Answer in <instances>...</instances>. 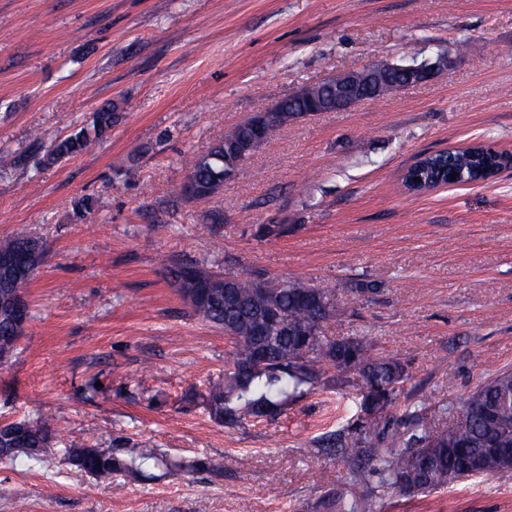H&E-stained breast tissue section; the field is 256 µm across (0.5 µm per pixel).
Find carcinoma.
<instances>
[{
	"instance_id": "carcinoma-1",
	"label": "carcinoma",
	"mask_w": 512,
	"mask_h": 512,
	"mask_svg": "<svg viewBox=\"0 0 512 512\" xmlns=\"http://www.w3.org/2000/svg\"><path fill=\"white\" fill-rule=\"evenodd\" d=\"M407 82L404 75L388 76L378 88L359 79L362 97L374 99L390 88ZM329 93V82L303 87V94L291 95L278 102L281 111L274 114L267 137L288 122L299 118L312 99ZM116 122L114 106L108 105L94 113L92 123L56 142L46 162L56 163L82 153L100 139ZM252 135L242 122L216 140L203 154L190 160L187 182L193 190L181 188L182 199L206 201L224 188V172H244L250 155L241 152V144ZM486 159L483 149L448 154V165L464 173L480 166ZM288 224H261L257 238H281L290 232ZM37 239L17 234L0 240V254H26L36 246ZM171 285L186 280L191 272L209 273L198 265L175 262L167 268ZM39 272L33 263L21 276L0 272V351L16 346L19 337L10 326L9 307L12 295L26 289ZM194 315L212 327L224 331L234 344L230 364L224 376L212 382L201 394L202 404L210 418L226 428L237 427L243 419L274 417L283 412L295 398L316 388H333L346 382L356 386L361 396L364 416L350 433L338 430L319 443L323 451L344 463L363 454L370 462V472L379 478L380 488L401 495L439 490L458 480L504 471L499 457L489 453L486 443L493 428L484 420L483 408L492 401L499 405L503 423L512 428V370H503L475 387L450 412L456 423L440 425L419 412L411 413L399 424L385 420L390 409L410 381L401 359L373 353L370 341L363 336L330 338L329 322L336 317V297L332 290L320 288L299 278L275 280V287L266 293L256 277L237 275L213 288L208 297L191 305ZM277 315L283 326L269 324ZM265 354L264 363L253 362L255 351ZM50 415L0 427V448L11 447L10 428L18 425L26 438V447L17 448L10 457L23 455L30 460H43L55 453L54 422ZM64 456L79 471L106 482L118 474H140L147 469L167 465L158 448H136L120 456L110 448H66ZM195 467L217 477L224 475L220 457H205ZM333 512H370V499L341 491L328 503Z\"/></svg>"
}]
</instances>
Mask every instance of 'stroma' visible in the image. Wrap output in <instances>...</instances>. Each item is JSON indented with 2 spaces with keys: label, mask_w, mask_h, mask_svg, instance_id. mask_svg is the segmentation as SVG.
I'll use <instances>...</instances> for the list:
<instances>
[{
  "label": "stroma",
  "mask_w": 512,
  "mask_h": 512,
  "mask_svg": "<svg viewBox=\"0 0 512 512\" xmlns=\"http://www.w3.org/2000/svg\"><path fill=\"white\" fill-rule=\"evenodd\" d=\"M441 53L450 66L432 80L288 124L221 194L180 200L187 158L254 113ZM107 103L120 116L105 137L46 163ZM473 143L512 153V0H0V238L47 248L0 366V424L57 414L61 449L0 460V512H328L347 466L318 442L357 423L356 388L215 423L198 396L232 344L171 286L173 259L333 289L329 335L368 337L407 367L394 424L441 418L512 369V165L460 188L401 181L420 154ZM262 224L294 230L262 241ZM145 445L180 470L101 483L62 455ZM203 456L223 457V477L187 471ZM355 491L374 512H512V471L415 496L373 478Z\"/></svg>",
  "instance_id": "1"
}]
</instances>
